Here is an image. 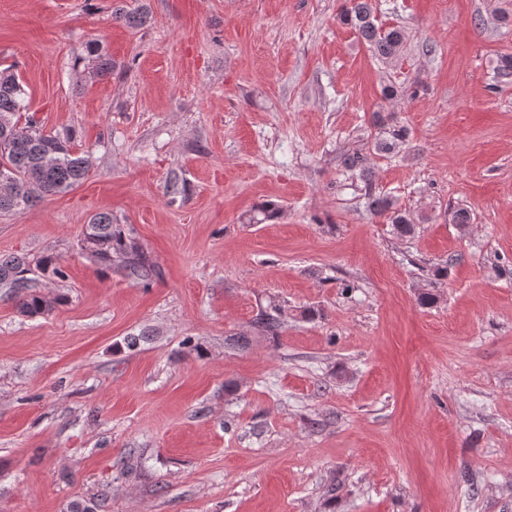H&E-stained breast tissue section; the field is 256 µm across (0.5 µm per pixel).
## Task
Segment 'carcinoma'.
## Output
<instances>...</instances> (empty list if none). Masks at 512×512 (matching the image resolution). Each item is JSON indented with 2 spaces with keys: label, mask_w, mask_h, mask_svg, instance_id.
Returning a JSON list of instances; mask_svg holds the SVG:
<instances>
[{
  "label": "carcinoma",
  "mask_w": 512,
  "mask_h": 512,
  "mask_svg": "<svg viewBox=\"0 0 512 512\" xmlns=\"http://www.w3.org/2000/svg\"><path fill=\"white\" fill-rule=\"evenodd\" d=\"M339 20L352 27L359 39L379 59L388 61L397 56L404 43L398 28L378 27L373 19L372 0H344ZM95 56L93 74L105 77L112 74V58L100 52L99 44H89ZM373 124L380 129L374 143L378 153H392L408 137L405 127L391 122V116L380 111L373 113ZM11 127L10 145L0 150V167L25 189L23 205L19 206L0 194V213L17 214L47 195L65 194L79 186L87 177L90 162L73 150L76 135L62 139L47 133L29 111L27 93L18 75L7 67L0 69V123ZM347 168L358 172L364 183V197L370 212L383 216L393 231L401 237L415 233L416 225L397 203L387 196L374 193L369 178L370 168L365 155L355 152L345 159ZM282 206L270 202L257 209L248 219L250 224H263L278 217ZM83 250L103 264H112V257L123 259L129 274L143 281L158 275L156 265L150 262L138 244L127 237L120 225L113 223L112 214H94L87 224ZM30 263L23 256H0V288H6L16 300L18 312L29 318L48 312L56 301L47 299L37 290ZM254 333L265 338H276L282 327V310L273 304L262 309L253 319Z\"/></svg>",
  "instance_id": "1"
}]
</instances>
